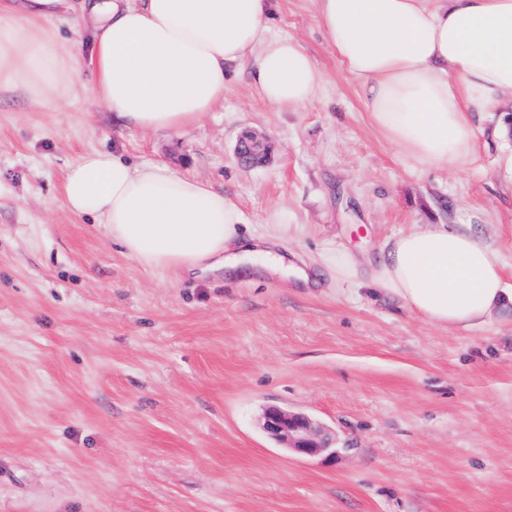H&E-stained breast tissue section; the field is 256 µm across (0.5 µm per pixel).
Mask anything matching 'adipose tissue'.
<instances>
[{"label":"adipose tissue","instance_id":"obj_1","mask_svg":"<svg viewBox=\"0 0 512 512\" xmlns=\"http://www.w3.org/2000/svg\"><path fill=\"white\" fill-rule=\"evenodd\" d=\"M331 50L360 86L374 125L408 164L464 170L471 123L512 95V0H315ZM278 0H0V90L56 103L88 60L97 98L131 129L179 131L224 100L228 67L248 66L281 112L314 102L326 75L296 38L275 35ZM76 13L77 36L55 24ZM91 30L84 44L81 30ZM62 200L157 272L287 274L265 238L243 237L238 209L208 182L164 163L94 150L70 165ZM374 278L429 323L484 324L512 306L491 245L437 224L395 235Z\"/></svg>","mask_w":512,"mask_h":512}]
</instances>
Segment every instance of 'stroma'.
<instances>
[{
    "label": "stroma",
    "mask_w": 512,
    "mask_h": 512,
    "mask_svg": "<svg viewBox=\"0 0 512 512\" xmlns=\"http://www.w3.org/2000/svg\"><path fill=\"white\" fill-rule=\"evenodd\" d=\"M277 34L326 73L297 112L247 68L181 131L125 128L84 71L70 101L0 92V512H512V309L442 328L372 280L391 237L469 224L512 288V97L472 122L465 171L412 169L376 128L316 21L280 0ZM253 134L268 153L245 166ZM209 181L310 283L161 274L71 215L68 165L94 150ZM357 255L350 278L322 255ZM322 425L288 452L266 408Z\"/></svg>",
    "instance_id": "35a3bbf8"
}]
</instances>
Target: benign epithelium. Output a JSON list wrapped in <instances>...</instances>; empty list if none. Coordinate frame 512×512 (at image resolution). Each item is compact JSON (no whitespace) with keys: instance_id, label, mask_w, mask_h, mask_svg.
Returning <instances> with one entry per match:
<instances>
[{"instance_id":"obj_1","label":"benign epithelium","mask_w":512,"mask_h":512,"mask_svg":"<svg viewBox=\"0 0 512 512\" xmlns=\"http://www.w3.org/2000/svg\"><path fill=\"white\" fill-rule=\"evenodd\" d=\"M241 146L239 155L245 162L256 163L265 156L266 146L258 137H247ZM263 429L297 454L314 456L328 448L327 441L321 436L322 428L302 414L270 407L263 416Z\"/></svg>"}]
</instances>
